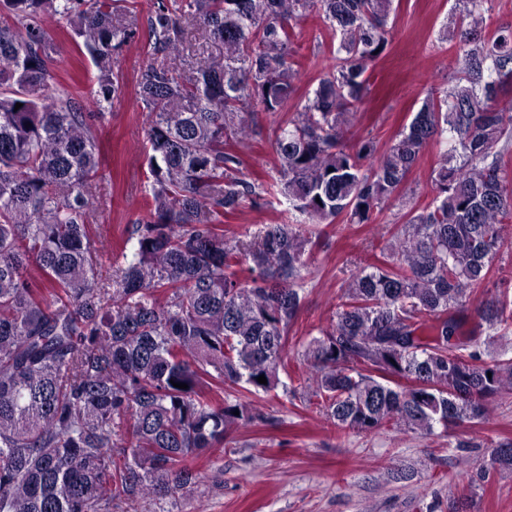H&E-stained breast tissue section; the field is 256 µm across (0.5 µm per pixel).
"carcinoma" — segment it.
Wrapping results in <instances>:
<instances>
[{
    "label": "carcinoma",
    "instance_id": "obj_1",
    "mask_svg": "<svg viewBox=\"0 0 512 512\" xmlns=\"http://www.w3.org/2000/svg\"><path fill=\"white\" fill-rule=\"evenodd\" d=\"M485 2L459 0V76L380 152L346 134L388 50L393 0H153L143 26L116 0H0V512H112L198 487L195 459L277 423L239 388L315 400L341 431L421 438L512 397V357L484 358L467 329L512 228V107L498 104L512 90V29L482 36ZM312 14L338 57L297 102L290 44ZM50 21L97 70L86 96L53 82ZM193 39L218 53L194 54ZM138 40L152 57L136 92L148 210L128 228L132 250L104 264L90 224L98 131ZM292 101L276 176L248 180L229 147L256 133L248 107ZM432 142L450 147L431 203L344 281L329 325L296 353L298 384L282 385L316 242L296 224L226 237L224 215L269 196L310 224H374ZM499 292L475 313L506 339L512 289ZM490 466L512 470L511 441Z\"/></svg>",
    "mask_w": 512,
    "mask_h": 512
}]
</instances>
